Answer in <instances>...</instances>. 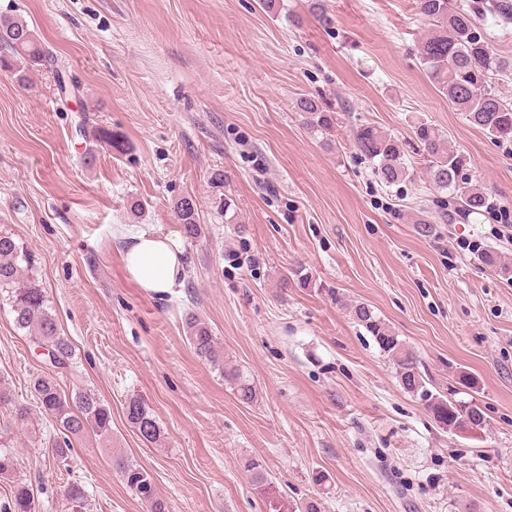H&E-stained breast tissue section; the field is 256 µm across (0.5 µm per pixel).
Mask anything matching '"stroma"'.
Here are the masks:
<instances>
[{
	"label": "stroma",
	"mask_w": 512,
	"mask_h": 512,
	"mask_svg": "<svg viewBox=\"0 0 512 512\" xmlns=\"http://www.w3.org/2000/svg\"><path fill=\"white\" fill-rule=\"evenodd\" d=\"M461 2L480 5L479 32L512 59V20L492 0ZM283 3L275 15L261 0H0L55 58L25 87L0 70V228L35 255L74 349L54 370L0 301V382L33 409L20 427L0 405V434L36 512H146L114 451L152 473L170 512H266L248 458L322 512H512V283L481 262L494 250L512 263L498 213L512 208V144L428 81L417 0H325L326 27L309 0ZM61 80L75 93L60 94ZM302 96L335 112L330 143L303 127ZM423 122L465 156L490 209L461 217L435 191L414 149ZM359 125L401 140L410 180L380 184L351 143ZM187 194L202 233L183 243L182 285L144 292L119 229H178L174 204ZM338 295L389 323L434 389L471 375L461 397L482 405L488 427L439 429ZM190 313L252 383L253 402L196 356ZM49 372L62 393L110 405L111 445L89 431L66 460L52 456L57 425L33 388ZM133 395L160 442L129 424ZM73 482L83 506L64 495ZM128 422L143 442L156 444L161 438L160 427L141 396L131 397L125 407Z\"/></svg>",
	"instance_id": "1"
}]
</instances>
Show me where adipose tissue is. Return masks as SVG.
Listing matches in <instances>:
<instances>
[{
	"label": "adipose tissue",
	"mask_w": 512,
	"mask_h": 512,
	"mask_svg": "<svg viewBox=\"0 0 512 512\" xmlns=\"http://www.w3.org/2000/svg\"><path fill=\"white\" fill-rule=\"evenodd\" d=\"M123 255L129 277L144 291L170 294L180 287L185 258L177 232L137 230L127 236Z\"/></svg>",
	"instance_id": "obj_1"
}]
</instances>
